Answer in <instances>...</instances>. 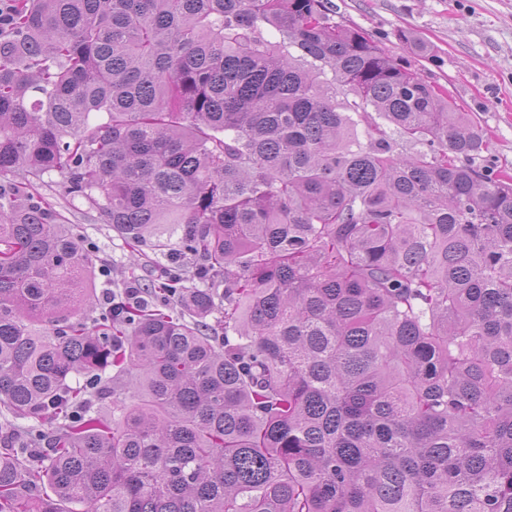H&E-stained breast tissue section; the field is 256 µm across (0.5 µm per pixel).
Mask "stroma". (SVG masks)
<instances>
[{"mask_svg":"<svg viewBox=\"0 0 512 512\" xmlns=\"http://www.w3.org/2000/svg\"><path fill=\"white\" fill-rule=\"evenodd\" d=\"M349 25L383 41L393 54L411 57L401 30L427 43L418 61L425 78L445 87L471 112L489 138L485 166L512 175V0H332ZM31 193L54 208L62 223L93 247L96 294L120 293L130 264L124 240L97 214L65 192L57 174L44 175Z\"/></svg>","mask_w":512,"mask_h":512,"instance_id":"stroma-1","label":"stroma"}]
</instances>
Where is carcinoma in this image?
<instances>
[{
	"label": "carcinoma",
	"mask_w": 512,
	"mask_h": 512,
	"mask_svg": "<svg viewBox=\"0 0 512 512\" xmlns=\"http://www.w3.org/2000/svg\"><path fill=\"white\" fill-rule=\"evenodd\" d=\"M13 7L0 406L64 429L0 512H512V183L448 91L330 0ZM53 172L162 258L91 325Z\"/></svg>",
	"instance_id": "obj_1"
}]
</instances>
